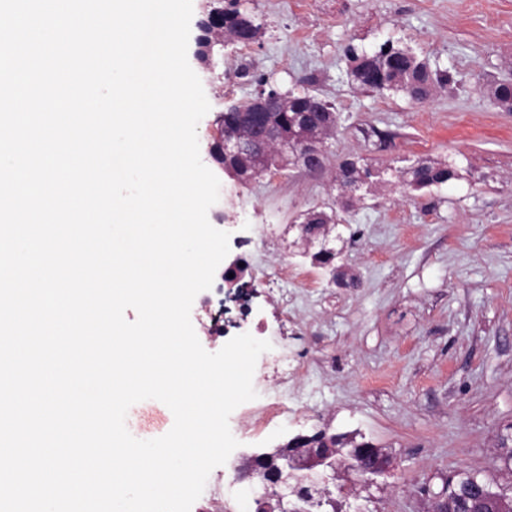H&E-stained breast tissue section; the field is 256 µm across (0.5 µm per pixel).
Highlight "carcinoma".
I'll use <instances>...</instances> for the list:
<instances>
[{"mask_svg": "<svg viewBox=\"0 0 512 512\" xmlns=\"http://www.w3.org/2000/svg\"><path fill=\"white\" fill-rule=\"evenodd\" d=\"M254 23L253 17L238 8L224 11V33H235L240 36L239 43L249 45L245 25L241 18ZM353 66L347 72L348 81L363 90L383 92L385 90L402 91L415 101H420L436 85L446 86L452 81L448 71H433L413 53L396 48L390 43L383 44L379 50L367 54L350 51ZM488 96L493 104L512 96V84L495 83L488 89ZM313 94L306 90L293 93V100L284 112L273 108L266 113L265 126L275 134L267 156L250 153L242 159L232 158L224 161V167L235 172L242 184H248L260 174L280 171L288 166L301 165L303 154V136L305 128L317 129L329 126L335 130L339 123V113L334 105H329L330 113L320 114L311 111L310 98ZM249 107V102L233 103L224 112V127L230 131H244L240 125L242 110ZM406 185L415 191L439 187L458 177L456 168L451 164L425 163L398 171ZM373 176L372 170L360 164V159L352 156L342 174L339 187H350L354 192L360 189ZM294 223L302 225V236L310 242L324 238L327 225L338 223L336 211L309 209L294 219ZM445 485L452 486L451 492L459 495L472 487L473 480L469 472L461 471L448 475Z\"/></svg>", "mask_w": 512, "mask_h": 512, "instance_id": "obj_1", "label": "carcinoma"}]
</instances>
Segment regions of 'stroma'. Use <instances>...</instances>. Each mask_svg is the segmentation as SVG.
I'll return each mask as SVG.
<instances>
[{"mask_svg": "<svg viewBox=\"0 0 512 512\" xmlns=\"http://www.w3.org/2000/svg\"><path fill=\"white\" fill-rule=\"evenodd\" d=\"M261 34L228 42L213 71L200 72L209 112L198 125L200 156L219 117L266 78L279 92L308 90L336 105L340 121L322 172L291 168L242 185L219 174L213 212L235 235L270 244L231 248L229 260L281 261L309 270L316 291L294 304L301 326L294 354L327 381L321 414L288 415L255 432L229 418L242 450L284 445L293 435L355 433L388 458L372 485L357 472L338 478L354 512H435L449 474L477 471L512 497L500 436L512 433V112L490 101L491 83L512 81V0H240ZM410 49L453 80L424 102L401 92L359 90L347 81L350 50L385 42ZM362 157L381 175L361 189L330 228V265L312 259L295 217L341 201L333 177L342 159ZM418 160L454 164L456 180L411 191L392 176ZM170 409L134 404L136 438L166 434Z\"/></svg>", "mask_w": 512, "mask_h": 512, "instance_id": "obj_1", "label": "stroma"}]
</instances>
